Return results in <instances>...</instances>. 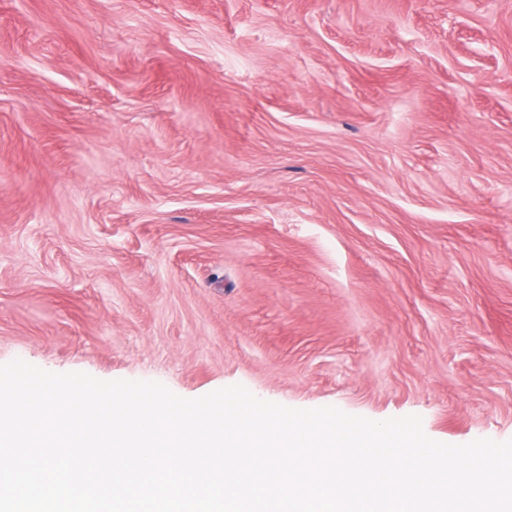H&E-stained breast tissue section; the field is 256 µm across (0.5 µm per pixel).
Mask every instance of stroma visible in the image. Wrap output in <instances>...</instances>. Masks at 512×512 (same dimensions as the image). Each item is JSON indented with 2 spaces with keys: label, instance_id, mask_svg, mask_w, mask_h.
I'll return each mask as SVG.
<instances>
[{
  "label": "stroma",
  "instance_id": "35a3bbf8",
  "mask_svg": "<svg viewBox=\"0 0 512 512\" xmlns=\"http://www.w3.org/2000/svg\"><path fill=\"white\" fill-rule=\"evenodd\" d=\"M512 440V0H0V364Z\"/></svg>",
  "mask_w": 512,
  "mask_h": 512
}]
</instances>
